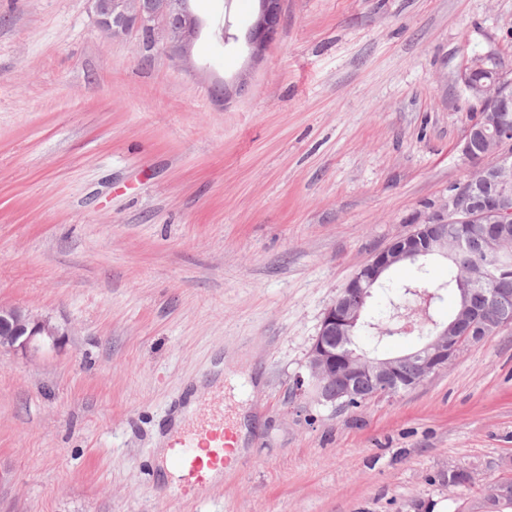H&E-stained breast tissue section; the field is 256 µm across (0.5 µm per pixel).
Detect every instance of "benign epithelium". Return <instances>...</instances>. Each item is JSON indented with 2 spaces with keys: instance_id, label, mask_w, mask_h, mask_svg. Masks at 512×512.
I'll list each match as a JSON object with an SVG mask.
<instances>
[{
  "instance_id": "obj_1",
  "label": "benign epithelium",
  "mask_w": 512,
  "mask_h": 512,
  "mask_svg": "<svg viewBox=\"0 0 512 512\" xmlns=\"http://www.w3.org/2000/svg\"><path fill=\"white\" fill-rule=\"evenodd\" d=\"M98 26L113 38L138 32L150 46H161L182 65L191 63L201 22L190 0H91ZM283 0H259L260 13L248 44L260 55L276 34ZM459 79L482 101L480 118L467 130L462 155L475 165L466 181L448 191L441 209L376 252L347 281L325 311L308 354L319 402L340 407L410 390L448 368L463 346L512 327V291L499 282L512 275V77L494 53L464 60ZM475 252L499 257L497 269L467 260ZM439 256L460 270L458 310L445 325H434L421 348L391 358L372 356L355 337L364 324L372 290L389 271L420 257ZM67 332L51 316L0 304V352L26 356L58 348ZM415 364L412 376L403 368ZM341 390H336V386ZM512 494V483L485 479L483 512Z\"/></svg>"
}]
</instances>
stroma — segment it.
Instances as JSON below:
<instances>
[{"mask_svg":"<svg viewBox=\"0 0 512 512\" xmlns=\"http://www.w3.org/2000/svg\"><path fill=\"white\" fill-rule=\"evenodd\" d=\"M190 5L185 68L90 0H0V303L68 331L0 353V512H479L448 469L512 479V328L356 408L293 390L348 279L472 175L459 69L512 74V0H283L258 59L255 0ZM387 304L360 348L419 349ZM192 400L243 451L173 495Z\"/></svg>","mask_w":512,"mask_h":512,"instance_id":"stroma-1","label":"stroma"}]
</instances>
